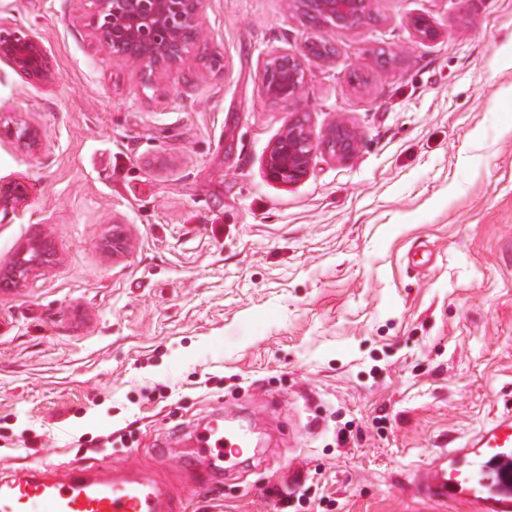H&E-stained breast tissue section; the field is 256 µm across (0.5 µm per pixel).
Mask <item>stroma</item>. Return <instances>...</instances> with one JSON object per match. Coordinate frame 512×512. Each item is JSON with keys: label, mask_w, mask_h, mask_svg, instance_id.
I'll use <instances>...</instances> for the list:
<instances>
[{"label": "stroma", "mask_w": 512, "mask_h": 512, "mask_svg": "<svg viewBox=\"0 0 512 512\" xmlns=\"http://www.w3.org/2000/svg\"><path fill=\"white\" fill-rule=\"evenodd\" d=\"M371 8L337 31L289 0H207L192 60L147 86L92 37L93 0H0V28L58 74L0 60V185L27 188L0 214V265L28 226L56 245L0 296V474L134 465L186 512H277L273 488L297 482L310 501L288 512H460L412 477L512 408V0ZM316 37L334 57L305 60L296 99L266 98L267 56ZM298 112L359 143L284 184L266 157ZM239 416L256 453L192 492L191 432ZM0 60L9 63L16 71L29 78L52 83L57 73L49 54L43 45L31 36H19L0 39Z\"/></svg>", "instance_id": "obj_1"}]
</instances>
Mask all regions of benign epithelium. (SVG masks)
<instances>
[{
	"mask_svg": "<svg viewBox=\"0 0 512 512\" xmlns=\"http://www.w3.org/2000/svg\"><path fill=\"white\" fill-rule=\"evenodd\" d=\"M205 4L206 0H94L91 33L110 56L138 67L143 82L150 85L160 73L189 61L203 38ZM290 4L305 26L346 30L352 28L351 20L361 25L370 15L369 0H290ZM412 28L420 41L437 35L432 19L425 15L415 17ZM306 57L329 61L334 57V46L314 38L297 51L267 56L261 76L264 95L276 102L295 99L304 85ZM0 60L32 79L44 83L57 80L49 54L31 36L1 38ZM14 133L25 149L39 148L41 134L35 127L22 124L14 128ZM358 141L357 131L343 121L332 122L316 135L309 121L296 115L271 145L267 172L278 182L296 183L307 176L317 152L347 159L355 153ZM25 198L21 185L0 186V212L16 209ZM129 246L130 239L122 225H112V239L108 240L112 255L126 253ZM48 259L44 242L23 246L8 268L16 287H23L30 276L47 265Z\"/></svg>",
	"mask_w": 512,
	"mask_h": 512,
	"instance_id": "obj_1",
	"label": "benign epithelium"
}]
</instances>
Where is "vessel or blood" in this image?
I'll use <instances>...</instances> for the list:
<instances>
[{"instance_id":"b4317fda","label":"vessel or blood","mask_w":512,"mask_h":512,"mask_svg":"<svg viewBox=\"0 0 512 512\" xmlns=\"http://www.w3.org/2000/svg\"><path fill=\"white\" fill-rule=\"evenodd\" d=\"M214 466L238 465L250 447L232 426L207 425L195 438ZM416 494L464 503L474 512H512V411L495 414L453 448L442 450L413 479ZM184 499L164 480L123 466L72 463L57 475L47 463L0 479V512H184Z\"/></svg>"}]
</instances>
